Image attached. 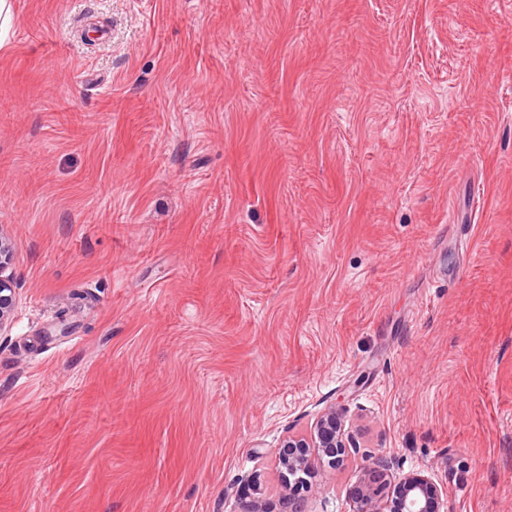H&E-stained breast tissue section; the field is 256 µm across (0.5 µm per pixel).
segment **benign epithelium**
I'll list each match as a JSON object with an SVG mask.
<instances>
[{"instance_id": "obj_1", "label": "benign epithelium", "mask_w": 512, "mask_h": 512, "mask_svg": "<svg viewBox=\"0 0 512 512\" xmlns=\"http://www.w3.org/2000/svg\"><path fill=\"white\" fill-rule=\"evenodd\" d=\"M14 259L12 241L0 233V331L15 307V290L6 271ZM356 443L343 410L322 412L310 429L287 435L277 451L279 476L287 494L283 512H303L301 502L320 469L343 463ZM349 512H448V495L423 471L399 473L392 458L371 456L349 495Z\"/></svg>"}]
</instances>
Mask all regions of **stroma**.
<instances>
[{"label":"stroma","instance_id":"35a3bbf8","mask_svg":"<svg viewBox=\"0 0 512 512\" xmlns=\"http://www.w3.org/2000/svg\"><path fill=\"white\" fill-rule=\"evenodd\" d=\"M13 4L0 512H279L334 406L304 512H512V0ZM357 448L342 409L322 412L309 431L288 434L277 451L279 476L288 492L283 512H304L301 502L320 469L336 468ZM288 508V510H287ZM349 495V512H447L448 495L431 474L398 473L391 457L371 456Z\"/></svg>","mask_w":512,"mask_h":512}]
</instances>
